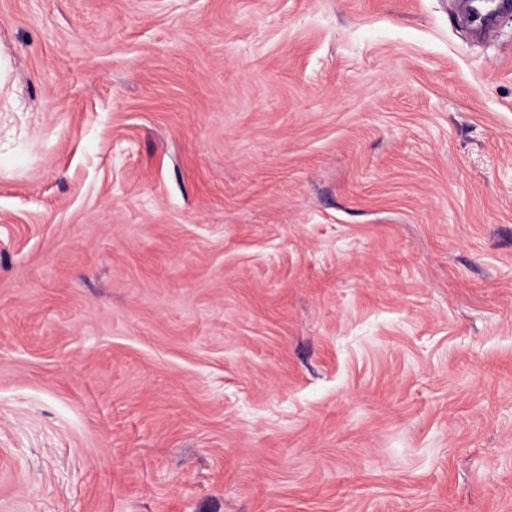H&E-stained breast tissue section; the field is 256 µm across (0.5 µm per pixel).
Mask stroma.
I'll use <instances>...</instances> for the list:
<instances>
[{"label": "stroma", "mask_w": 512, "mask_h": 512, "mask_svg": "<svg viewBox=\"0 0 512 512\" xmlns=\"http://www.w3.org/2000/svg\"><path fill=\"white\" fill-rule=\"evenodd\" d=\"M0 512H512V13L0 0Z\"/></svg>", "instance_id": "35a3bbf8"}]
</instances>
